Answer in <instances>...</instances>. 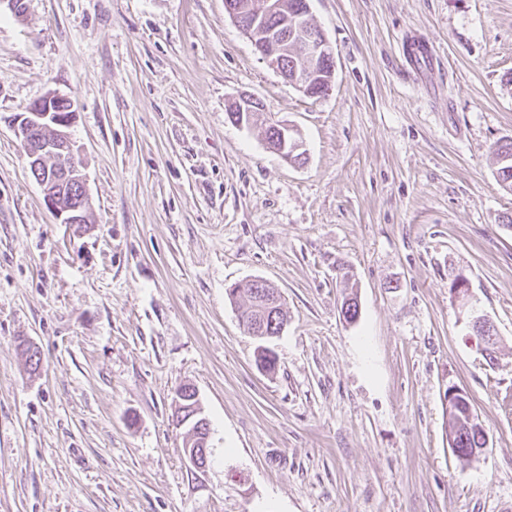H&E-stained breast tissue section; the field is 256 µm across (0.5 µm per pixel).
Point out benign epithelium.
Returning a JSON list of instances; mask_svg holds the SVG:
<instances>
[{"label":"benign epithelium","mask_w":512,"mask_h":512,"mask_svg":"<svg viewBox=\"0 0 512 512\" xmlns=\"http://www.w3.org/2000/svg\"><path fill=\"white\" fill-rule=\"evenodd\" d=\"M224 11L260 59L298 86L305 96L316 98L330 91L335 75L334 50L320 28L310 22V7L294 12L288 9V0H224ZM237 108L242 112L265 111L260 100L247 94L232 99L229 110ZM74 115L70 99L51 92L14 116L13 121L46 205L60 223L83 234L91 230L87 219L91 198L69 132ZM272 127L290 154L303 148L292 136L293 126L276 121ZM288 155L282 153L280 157L286 162ZM470 326L482 345L494 339V326L486 316L472 317ZM173 421L187 429L183 451L189 467L205 470L210 428L202 409L186 417L176 415Z\"/></svg>","instance_id":"1"}]
</instances>
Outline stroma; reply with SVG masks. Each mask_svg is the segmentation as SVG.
<instances>
[{"mask_svg": "<svg viewBox=\"0 0 512 512\" xmlns=\"http://www.w3.org/2000/svg\"><path fill=\"white\" fill-rule=\"evenodd\" d=\"M310 7L335 55L321 98L224 0L0 10V512H512V194L491 153L512 140V0ZM52 92L75 110L86 235L47 208L13 128ZM241 94L298 129L305 165L267 149L264 121H229ZM253 279L288 312L272 375L226 294ZM183 384L211 429L197 477ZM451 385L490 439L470 462L448 444Z\"/></svg>", "mask_w": 512, "mask_h": 512, "instance_id": "obj_1", "label": "stroma"}]
</instances>
